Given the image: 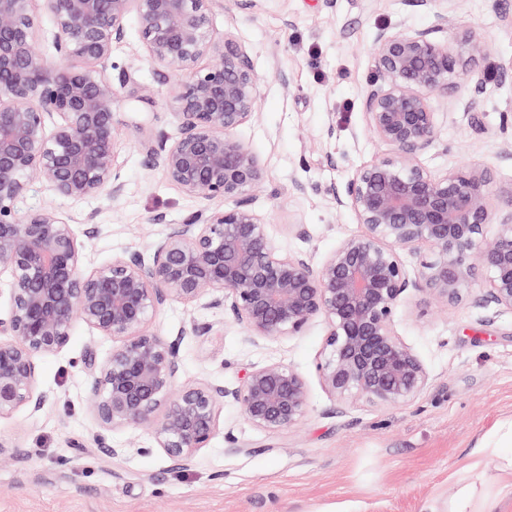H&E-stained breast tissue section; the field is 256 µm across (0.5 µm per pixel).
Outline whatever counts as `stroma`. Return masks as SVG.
I'll return each instance as SVG.
<instances>
[{
  "mask_svg": "<svg viewBox=\"0 0 512 512\" xmlns=\"http://www.w3.org/2000/svg\"><path fill=\"white\" fill-rule=\"evenodd\" d=\"M454 30H479L487 52L462 59L454 80L453 114L441 118L440 139L418 158L439 174L468 163L495 177L492 204L512 210V0H450ZM406 23L432 29V14L404 0H217L212 25L246 49L257 84V121L238 136L259 156L265 186L253 207L266 218L282 251L308 249L324 258L344 238L362 234L352 210H337L331 186H343L361 166L392 155L368 131L363 92L374 76L371 43L378 26ZM112 49L118 67L149 86L151 103L136 104L133 87L115 106L116 167L125 183L116 201L58 200L73 220L95 212L98 232L85 239L88 267L140 250L205 208L172 184L161 168L146 169L143 145L160 130L173 132V82L160 76L140 49L135 18ZM453 30V31H454ZM485 75L481 89L471 70ZM164 213L165 223L151 217ZM306 225L309 241L292 227ZM190 323L211 326L184 336L178 384H236L245 371L281 362L299 371L309 389V411L296 427L267 433L252 427L231 403L219 431L186 466H173L148 429L103 430L89 412L81 371L86 349L106 360L112 339L76 324L70 344L38 361L47 395L35 414L18 411L0 422V512H448L461 469L481 464L469 479L478 491L498 489V456L482 442L512 424V313L475 304L463 295L436 311L410 296L396 318L399 336L418 354L431 383L395 407L359 404L338 409L315 365L324 321L275 342H252L219 308L173 303L153 319L160 334ZM234 442H227L225 433ZM107 444L109 453L99 450ZM30 450L24 461L15 449Z\"/></svg>",
  "mask_w": 512,
  "mask_h": 512,
  "instance_id": "stroma-1",
  "label": "stroma"
}]
</instances>
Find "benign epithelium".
<instances>
[{
  "mask_svg": "<svg viewBox=\"0 0 512 512\" xmlns=\"http://www.w3.org/2000/svg\"><path fill=\"white\" fill-rule=\"evenodd\" d=\"M36 2L0 0V275L8 276L10 300L0 317V420L44 407L37 358L61 351L79 321L118 342L104 363L91 349L83 359L87 404L100 427H148L156 447L184 466L208 447L224 403L277 433L305 419L308 387L295 368L270 362L233 386L174 388L183 337L213 327L192 323L162 338L152 319L167 304L203 300L264 342L323 318L316 371L342 409L400 405L428 387L424 364L395 331L411 294L446 306L473 290L476 304L512 312V211L494 210L492 172L463 166L433 175L417 162L438 139L435 104L458 94L462 54L488 49L479 33L442 43L403 22L376 28L375 77L363 105L370 131L398 155L328 190L365 232L317 262L308 250L282 251L253 208L264 169L238 131L258 117L257 81L247 51L213 29L215 0H45L53 21L48 57L35 50ZM405 2L431 11L434 30L448 28L446 0ZM131 15L146 58L162 76H180L170 102L174 133L161 131L145 147V167H161L188 197L232 206L195 211L158 242L90 269L73 220L55 200L124 192L114 105L134 78L127 69L113 74L112 48L125 41ZM205 55L212 62L201 67ZM33 183L50 199L22 212L17 203ZM478 263L488 278L475 290Z\"/></svg>",
  "mask_w": 512,
  "mask_h": 512,
  "instance_id": "7a95c632",
  "label": "benign epithelium"
}]
</instances>
